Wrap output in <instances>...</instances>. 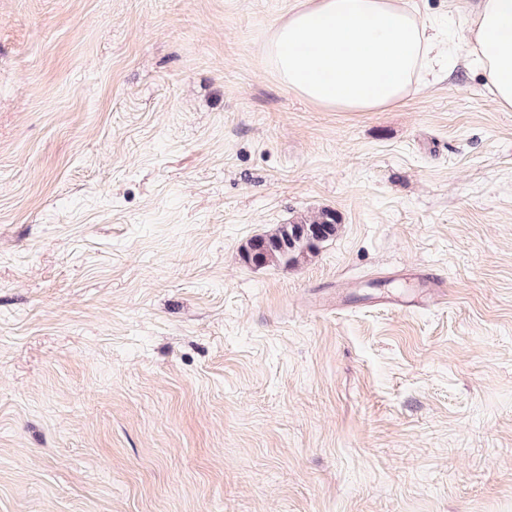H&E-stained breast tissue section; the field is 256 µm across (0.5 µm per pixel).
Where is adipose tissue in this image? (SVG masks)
<instances>
[{"mask_svg":"<svg viewBox=\"0 0 512 512\" xmlns=\"http://www.w3.org/2000/svg\"><path fill=\"white\" fill-rule=\"evenodd\" d=\"M460 28L441 26L410 0H301L270 29L267 65L288 91L329 111L377 112L404 104L423 72L447 76L448 42L512 110V0L456 5Z\"/></svg>","mask_w":512,"mask_h":512,"instance_id":"obj_1","label":"adipose tissue"}]
</instances>
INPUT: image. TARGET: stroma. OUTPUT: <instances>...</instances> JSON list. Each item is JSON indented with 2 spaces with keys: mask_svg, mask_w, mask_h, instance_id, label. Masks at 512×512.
Here are the masks:
<instances>
[{
  "mask_svg": "<svg viewBox=\"0 0 512 512\" xmlns=\"http://www.w3.org/2000/svg\"><path fill=\"white\" fill-rule=\"evenodd\" d=\"M296 3L0 0V512H512V111L463 66L315 106ZM336 213L322 209L308 218L279 225L273 232L255 236L243 249V259L255 265H297L300 258L314 253L338 230ZM382 278L391 280H416L421 288L417 292H402L386 297L381 307L401 312L431 307L444 304L448 299V279L430 269H415L406 271H388L381 273Z\"/></svg>",
  "mask_w": 512,
  "mask_h": 512,
  "instance_id": "1",
  "label": "stroma"
}]
</instances>
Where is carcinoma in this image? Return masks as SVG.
I'll return each instance as SVG.
<instances>
[{
  "label": "carcinoma",
  "mask_w": 512,
  "mask_h": 512,
  "mask_svg": "<svg viewBox=\"0 0 512 512\" xmlns=\"http://www.w3.org/2000/svg\"><path fill=\"white\" fill-rule=\"evenodd\" d=\"M338 225L336 212L330 209L281 224L273 232L251 239L243 249V259L255 265H296L334 236Z\"/></svg>",
  "instance_id": "1"
}]
</instances>
